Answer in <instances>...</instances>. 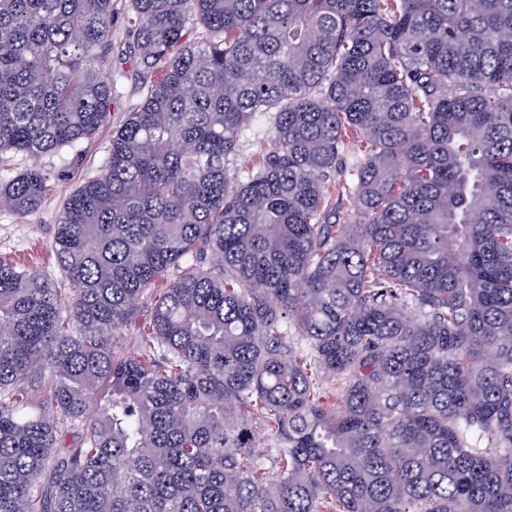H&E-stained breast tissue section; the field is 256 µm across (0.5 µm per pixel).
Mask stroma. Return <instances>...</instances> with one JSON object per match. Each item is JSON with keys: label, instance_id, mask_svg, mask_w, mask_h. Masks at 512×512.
I'll return each mask as SVG.
<instances>
[{"label": "stroma", "instance_id": "35a3bbf8", "mask_svg": "<svg viewBox=\"0 0 512 512\" xmlns=\"http://www.w3.org/2000/svg\"><path fill=\"white\" fill-rule=\"evenodd\" d=\"M131 14V0H112V55L104 73L112 83V105L98 138L74 149L66 147L37 158L12 153L0 156V181L36 168L47 184L46 198L35 213L20 217L0 211V256L39 273L61 289L66 288L67 281L56 262L53 240L62 204L83 182L99 173L114 133L145 97V85L136 66L128 25ZM272 122V114L259 116L240 135L237 150L229 161L232 177L245 180L261 166L269 148Z\"/></svg>", "mask_w": 512, "mask_h": 512}]
</instances>
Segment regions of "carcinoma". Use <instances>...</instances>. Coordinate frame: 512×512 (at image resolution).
Masks as SVG:
<instances>
[{
  "label": "carcinoma",
  "instance_id": "1",
  "mask_svg": "<svg viewBox=\"0 0 512 512\" xmlns=\"http://www.w3.org/2000/svg\"><path fill=\"white\" fill-rule=\"evenodd\" d=\"M132 9L146 95L61 208L70 309L0 258V512H512V0ZM111 21L112 0H0V155L97 136ZM46 192L26 170L0 210ZM273 114L269 112L258 116L253 125L239 136L237 150L229 161L230 174L236 180L244 181L248 174L261 166L269 149ZM146 306V301L140 304L137 321L125 330L122 336L116 338L117 345L130 355H139L144 350V344L139 335V325L148 314ZM257 440L260 443V448H257V451L260 452L263 457L265 458L264 461V471L267 474L268 479H274L277 476L278 468L275 464V455L274 451L266 452L268 448H266L268 445H273L274 439H272L269 436V433L267 430L264 429L263 426L258 425L257 427Z\"/></svg>",
  "mask_w": 512,
  "mask_h": 512
}]
</instances>
